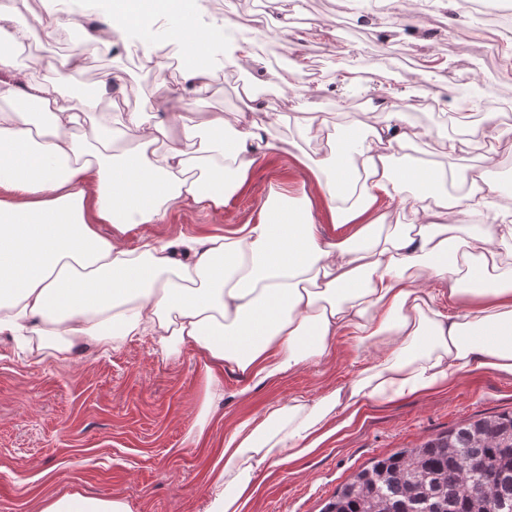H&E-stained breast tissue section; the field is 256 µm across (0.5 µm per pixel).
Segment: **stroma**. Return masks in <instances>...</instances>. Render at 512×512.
Returning <instances> with one entry per match:
<instances>
[{
    "label": "stroma",
    "instance_id": "stroma-1",
    "mask_svg": "<svg viewBox=\"0 0 512 512\" xmlns=\"http://www.w3.org/2000/svg\"><path fill=\"white\" fill-rule=\"evenodd\" d=\"M437 13L409 14L399 4L401 22L382 15H364L360 0H295L293 16L297 50L278 84H271L270 62L258 55L238 57L233 64L214 61L206 90L184 96L177 77H151L146 64L135 63L134 51L155 50V43L137 42V34L120 27L112 49L94 45L87 31L71 32L73 46H87L91 62L76 71L56 67L63 52L50 29H40L36 55L18 57L21 70L42 65L45 80L60 85L66 96L98 86L104 72L125 78L121 93L101 96L97 110L142 112L159 117L185 112L198 119L206 112L227 115L244 110L243 87L272 86L252 118L265 124L266 137L277 149L250 171L245 188L223 209L175 210L161 224L129 230L127 242L148 236L168 242L223 232L233 224L257 222L269 190L316 198L317 186L305 175L302 161L327 158L331 143L303 136L295 122L302 112L318 113L324 130L334 132L348 120L367 115L383 119L382 102L412 98L410 79L394 76L375 64L374 80L355 78L354 49L378 56L396 49L416 57L415 76L429 81L436 105L453 102L452 78L432 76L424 63L443 58L454 74L483 63L487 49L502 51L493 30L479 33L472 15L458 12L450 0H434ZM321 18L328 33L321 42L303 40L311 19ZM345 76L307 86L295 94L289 87L297 68L314 63ZM446 127L416 125L409 153L397 156L396 167L426 164L454 170L484 166L478 142L448 156L442 147ZM373 361L372 352L357 347L350 335L338 336L329 355L319 362L283 374L270 384L240 396V373L225 371L224 398L205 406L206 380L195 349L174 359L161 355L153 339L136 336L109 352L95 348L56 360L51 349L23 350L19 340L0 336V512H39L45 499L71 493L128 500L134 512H206L213 470L224 464V440L240 421L262 417L269 405H291L303 398L318 400L348 387ZM512 410V379L490 371H473L452 386L368 406L351 425L331 434L300 460L256 475L254 492L244 512H322L337 487L374 458L447 431L462 420Z\"/></svg>",
    "mask_w": 512,
    "mask_h": 512
}]
</instances>
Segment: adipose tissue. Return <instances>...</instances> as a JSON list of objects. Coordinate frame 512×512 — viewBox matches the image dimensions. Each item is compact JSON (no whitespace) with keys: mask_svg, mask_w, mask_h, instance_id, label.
<instances>
[{"mask_svg":"<svg viewBox=\"0 0 512 512\" xmlns=\"http://www.w3.org/2000/svg\"><path fill=\"white\" fill-rule=\"evenodd\" d=\"M119 23L168 28L188 57L185 77L201 92L217 50L228 60L250 54L248 39L200 28L199 0H105ZM0 0V335L35 336L65 360L88 344L110 350L152 337L165 357L191 346L223 399L225 370L246 379L243 392L324 357L337 336L379 350L349 391L316 401L269 406L224 443V467L210 482L207 512H242L259 469L296 461L327 438L335 410L356 418L365 405L448 387L474 370L512 378V265L499 238L510 224H477L500 183L483 171L457 170L468 183L449 194L446 170L395 169L409 140L405 107L363 128L349 121L331 158L306 164L324 215L311 200L273 191L260 220L173 244L123 233L162 223L176 209L214 211L240 189L260 157L274 151L256 122L212 113L189 123L180 112L153 123L139 112L84 124L98 91L65 99L57 85L26 79L15 48L35 39ZM48 117L34 128L31 109ZM182 130L164 153L153 146L168 126ZM133 146H123L125 137ZM202 177L191 178L193 169ZM424 190L414 224L390 223V204ZM114 228L112 236L100 225ZM430 281L434 290L421 288ZM40 512H133L120 497L79 493L47 498Z\"/></svg>","mask_w":512,"mask_h":512,"instance_id":"obj_1","label":"adipose tissue"}]
</instances>
